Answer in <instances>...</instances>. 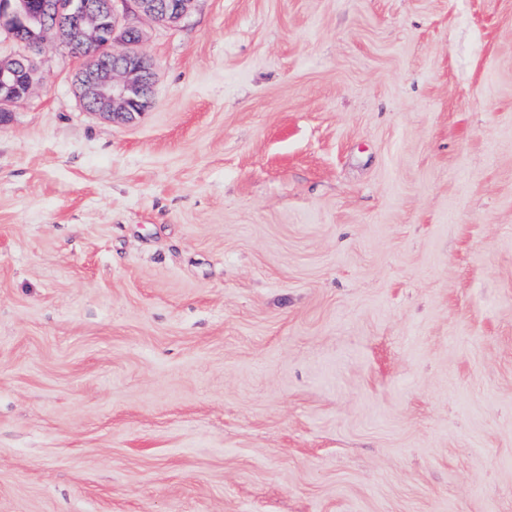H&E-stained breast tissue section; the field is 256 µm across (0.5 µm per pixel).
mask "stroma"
<instances>
[{
    "label": "stroma",
    "mask_w": 512,
    "mask_h": 512,
    "mask_svg": "<svg viewBox=\"0 0 512 512\" xmlns=\"http://www.w3.org/2000/svg\"><path fill=\"white\" fill-rule=\"evenodd\" d=\"M140 25L0 126V512H512V0Z\"/></svg>",
    "instance_id": "35a3bbf8"
}]
</instances>
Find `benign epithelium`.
<instances>
[{
  "instance_id": "obj_1",
  "label": "benign epithelium",
  "mask_w": 512,
  "mask_h": 512,
  "mask_svg": "<svg viewBox=\"0 0 512 512\" xmlns=\"http://www.w3.org/2000/svg\"><path fill=\"white\" fill-rule=\"evenodd\" d=\"M192 0L162 5L158 0H0V30L23 35L25 52L0 59V125L11 108L26 100L35 81L33 55L55 41L68 52L112 57V64L84 66L77 79L78 95L87 111L111 122L131 123L151 104L154 73L139 51L145 32L139 19L175 25Z\"/></svg>"
}]
</instances>
